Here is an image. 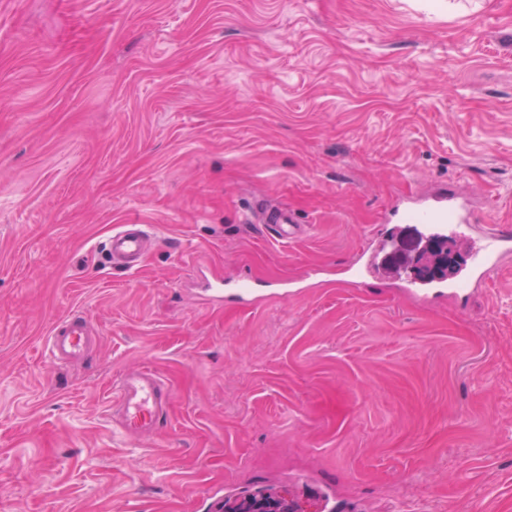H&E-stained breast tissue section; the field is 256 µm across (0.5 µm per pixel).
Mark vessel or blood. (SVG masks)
Listing matches in <instances>:
<instances>
[{
    "label": "vessel or blood",
    "instance_id": "1",
    "mask_svg": "<svg viewBox=\"0 0 512 512\" xmlns=\"http://www.w3.org/2000/svg\"><path fill=\"white\" fill-rule=\"evenodd\" d=\"M401 218L420 224L433 225L435 230L456 237L477 236L470 271L479 280H486L505 256L512 254V228L495 226L477 232L480 221L469 198L458 192H444L424 198L401 211ZM254 221L268 225L277 240L294 237L297 226L291 215L281 208L257 207ZM154 227L147 224H124L113 231L105 250L113 268L132 271L138 268L142 256L157 242ZM215 292L223 294L229 304H243L254 297L249 284H214ZM93 342L87 322L79 316L59 319L52 327L44 351L55 365L70 366L81 361ZM169 405V391L159 375L142 367L125 373L115 387L112 419L122 430L137 435L153 433Z\"/></svg>",
    "mask_w": 512,
    "mask_h": 512
}]
</instances>
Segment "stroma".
Instances as JSON below:
<instances>
[{
    "label": "stroma",
    "mask_w": 512,
    "mask_h": 512,
    "mask_svg": "<svg viewBox=\"0 0 512 512\" xmlns=\"http://www.w3.org/2000/svg\"><path fill=\"white\" fill-rule=\"evenodd\" d=\"M442 186L512 226V0H0V512H512V259L459 294L382 263ZM122 224L159 235L132 273ZM70 315L99 343L58 367ZM254 223L268 224L272 229V237L276 240H287L297 234V224L285 209L270 206H258L254 215ZM157 240V231L150 225L122 224L112 232L104 247L113 269L132 271ZM210 290L224 295V302L229 304H243L253 300L254 290L246 283H236L230 286V283L218 282L210 286ZM169 405V391L159 375L142 367L121 376L112 402L113 422L137 435L152 434ZM253 509H267L259 512H293L288 502L276 499L273 493L262 490L247 492L233 501L224 500L220 512H256Z\"/></svg>",
    "instance_id": "1"
}]
</instances>
